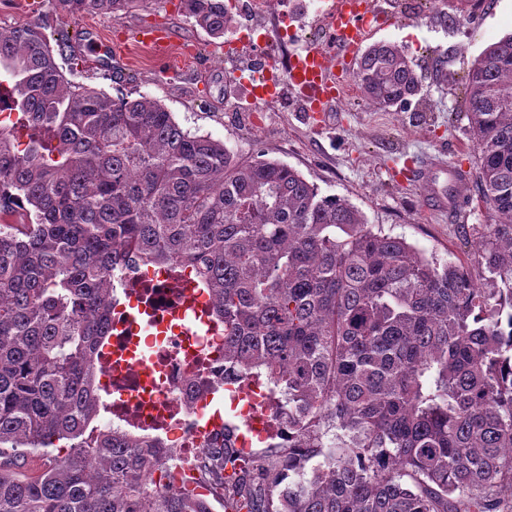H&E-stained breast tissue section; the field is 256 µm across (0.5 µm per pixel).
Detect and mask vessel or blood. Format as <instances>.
Here are the masks:
<instances>
[{
    "label": "vessel or blood",
    "mask_w": 512,
    "mask_h": 512,
    "mask_svg": "<svg viewBox=\"0 0 512 512\" xmlns=\"http://www.w3.org/2000/svg\"><path fill=\"white\" fill-rule=\"evenodd\" d=\"M327 18L336 38L334 56H327L321 48L305 49L304 62L298 63L288 80L299 106L317 121L322 120L324 111L343 91L345 77L362 44L375 28L390 24L387 16L377 12L373 0H332ZM467 181L465 170L450 167L448 194L439 197V204L447 205L449 211H457L465 201L462 187Z\"/></svg>",
    "instance_id": "obj_1"
}]
</instances>
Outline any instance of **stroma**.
<instances>
[{
    "mask_svg": "<svg viewBox=\"0 0 512 512\" xmlns=\"http://www.w3.org/2000/svg\"><path fill=\"white\" fill-rule=\"evenodd\" d=\"M449 14L459 15L460 23L447 25ZM36 18L50 42L65 39L57 61L68 80L112 96L147 95L182 126L224 140L240 158L284 162L321 194L348 199L374 228L404 237L438 262L469 260L478 245L474 227L492 221L477 205L452 214L436 210L425 184L397 183L386 171L424 168L444 187L447 166L475 169L463 110L466 79L486 47L512 33V0H425L421 12L397 14L372 39L403 48L422 78L421 94L383 109L351 81L321 127L286 93L268 111H256L246 85L259 53L225 56L223 40L196 26L180 0H144L119 19L96 12L71 16L52 0H0V29ZM150 24L172 34L164 54L134 41Z\"/></svg>",
    "mask_w": 512,
    "mask_h": 512,
    "instance_id": "stroma-1",
    "label": "stroma"
}]
</instances>
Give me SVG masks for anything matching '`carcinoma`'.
<instances>
[{"instance_id":"obj_1","label":"carcinoma","mask_w":512,"mask_h":512,"mask_svg":"<svg viewBox=\"0 0 512 512\" xmlns=\"http://www.w3.org/2000/svg\"><path fill=\"white\" fill-rule=\"evenodd\" d=\"M143 2L56 0L117 19ZM181 4L212 38L234 27L225 0ZM352 79L378 106L421 93L391 42ZM0 105L17 112L0 123V512H512V34L468 73L477 201L497 217L475 275L156 100L68 81L38 21L0 32ZM152 265L190 270L224 325L200 391L263 376L291 433L247 457L215 433L208 496L164 481L161 439L91 426L111 411L117 290Z\"/></svg>"}]
</instances>
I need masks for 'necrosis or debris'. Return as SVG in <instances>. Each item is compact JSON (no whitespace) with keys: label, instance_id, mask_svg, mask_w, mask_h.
Returning a JSON list of instances; mask_svg holds the SVG:
<instances>
[{"label":"necrosis or debris","instance_id":"obj_1","mask_svg":"<svg viewBox=\"0 0 512 512\" xmlns=\"http://www.w3.org/2000/svg\"><path fill=\"white\" fill-rule=\"evenodd\" d=\"M315 42L329 51L335 47L325 20L303 36L295 26H286L273 42L267 72L288 77L297 45ZM194 297L193 290L181 287L164 267L143 272L129 291V304L112 312L114 360L104 363L100 378L112 394L113 422L169 441L176 457L172 474L179 481L198 479V456L215 421L189 381L224 358V331L193 314L189 302ZM229 401L245 429L242 447L287 438V429L273 420L274 393L268 384L250 380Z\"/></svg>","mask_w":512,"mask_h":512}]
</instances>
